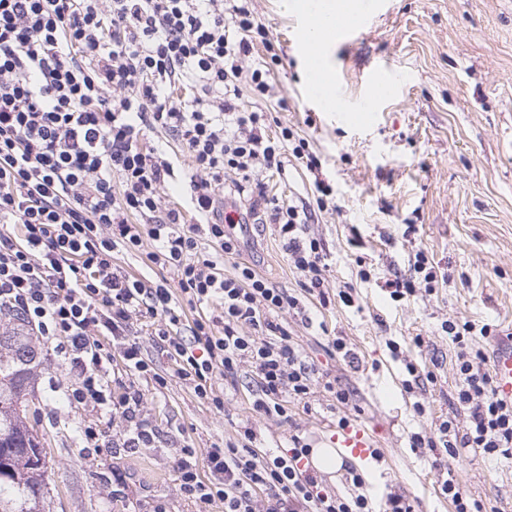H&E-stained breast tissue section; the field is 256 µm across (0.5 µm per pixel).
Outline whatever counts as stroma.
I'll use <instances>...</instances> for the list:
<instances>
[{"instance_id": "stroma-1", "label": "stroma", "mask_w": 512, "mask_h": 512, "mask_svg": "<svg viewBox=\"0 0 512 512\" xmlns=\"http://www.w3.org/2000/svg\"><path fill=\"white\" fill-rule=\"evenodd\" d=\"M248 6L264 35L242 67L266 66L268 89L244 88L242 101L266 113L269 135L289 129L321 162L312 172L289 155L284 171L267 170L261 178L269 195L287 203L314 206L324 198L306 232L323 249L330 302L320 305L301 287L275 225L250 229L241 259L298 298V308L281 311L280 321L315 379L349 389L351 401L337 404L320 390L308 404H289L287 418L256 419L246 378L233 384L219 377L224 407L216 409L173 378L150 327L137 323L132 333L145 356L171 377L167 388L143 389L159 434L152 447L134 453L110 447L96 456L83 450L79 427L98 420L104 438L115 440L122 425L69 404L70 369L54 345L42 344L24 415L44 436L49 512H127L132 500L191 512L176 482L183 442L207 448L233 441L249 421L258 447H288L296 434L319 448L332 443L342 416L371 431L383 455L365 473L374 494L415 499L419 512H454L440 493L451 475L463 494L512 512V461L470 448L451 457L441 447H410L413 434L432 436L454 409L456 349L442 322L489 327V337L475 339L489 352L512 340V0H364L345 24L357 29L356 38L331 40L326 51L323 76L341 90L330 109L306 93L312 74L298 41L305 17L286 12L282 0ZM379 64L389 66L395 84L367 112L359 104L364 76ZM420 250L447 282L393 301L384 281L394 271L410 274ZM362 268L368 280H360ZM348 286L347 306L339 292ZM417 335L423 346L413 345ZM336 337L357 363L328 355ZM391 340L434 373L433 384L405 388ZM116 469L126 476L122 496L107 485Z\"/></svg>"}]
</instances>
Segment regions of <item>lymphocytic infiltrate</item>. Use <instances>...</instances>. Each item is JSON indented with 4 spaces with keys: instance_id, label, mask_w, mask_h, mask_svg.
<instances>
[{
    "instance_id": "lymphocytic-infiltrate-1",
    "label": "lymphocytic infiltrate",
    "mask_w": 512,
    "mask_h": 512,
    "mask_svg": "<svg viewBox=\"0 0 512 512\" xmlns=\"http://www.w3.org/2000/svg\"><path fill=\"white\" fill-rule=\"evenodd\" d=\"M247 2L0 0V311L56 343L72 372L69 401L119 418L122 445L133 451L157 431L130 377L168 384L130 340L134 320H154L178 378L215 408L224 406L215 378L244 366L262 417L284 416L288 401L319 387L278 320L295 297L251 266L224 273L240 251L236 229L273 224L303 288L326 296L322 248L303 230L307 209L269 196L259 178L282 170L283 144L267 134L264 113L242 102L241 79L267 88L265 71L241 66L256 34ZM157 129L189 159L191 212L161 204L174 167L164 147L147 142ZM229 173L250 187L261 212L228 213ZM147 239L155 243L149 262L172 271L176 288L115 263V252L140 250ZM182 301L199 312L184 331ZM441 328L456 346V407L466 426L443 419L439 440L415 434L412 447L512 459V402L497 397L472 325ZM255 440L247 427L202 454L183 446L179 491L197 512H374L356 469L341 495L309 471L311 450L300 438L264 453Z\"/></svg>"
}]
</instances>
